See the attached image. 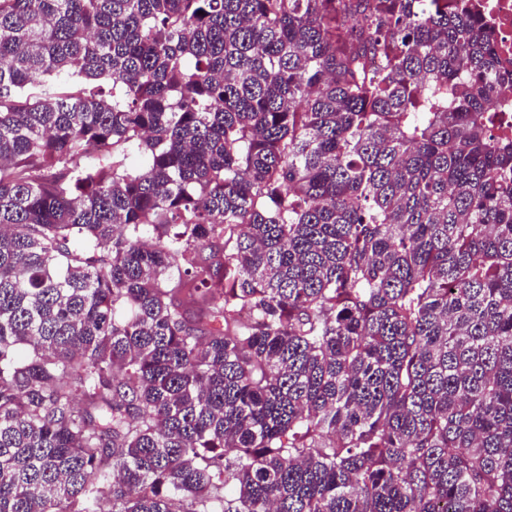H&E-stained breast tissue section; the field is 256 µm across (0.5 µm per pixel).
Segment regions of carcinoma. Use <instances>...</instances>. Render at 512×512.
<instances>
[{"label": "carcinoma", "instance_id": "1", "mask_svg": "<svg viewBox=\"0 0 512 512\" xmlns=\"http://www.w3.org/2000/svg\"><path fill=\"white\" fill-rule=\"evenodd\" d=\"M511 92L473 0H0V512H512ZM488 112L493 117L492 129L501 137L512 139V98L507 105L496 97L489 105Z\"/></svg>", "mask_w": 512, "mask_h": 512}]
</instances>
